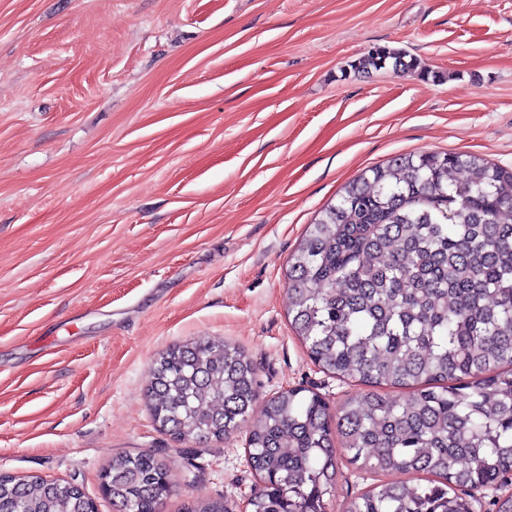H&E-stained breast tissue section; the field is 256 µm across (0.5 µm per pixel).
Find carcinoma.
<instances>
[{"label":"carcinoma","instance_id":"carcinoma-1","mask_svg":"<svg viewBox=\"0 0 512 512\" xmlns=\"http://www.w3.org/2000/svg\"><path fill=\"white\" fill-rule=\"evenodd\" d=\"M405 57L376 47L349 67L416 70ZM287 278L310 359L366 390L334 414L302 388L260 404L242 348L187 341L156 358L155 421L199 442L247 425L260 481L251 512H326L338 442L362 470L428 476L426 486L380 484L347 512H471L468 491L512 472V168L448 153L372 167L309 225ZM102 482L124 512H158L170 493L165 463L148 451L112 458ZM0 512L96 509L79 486L30 474L0 478ZM185 512L227 509L196 499Z\"/></svg>","mask_w":512,"mask_h":512}]
</instances>
